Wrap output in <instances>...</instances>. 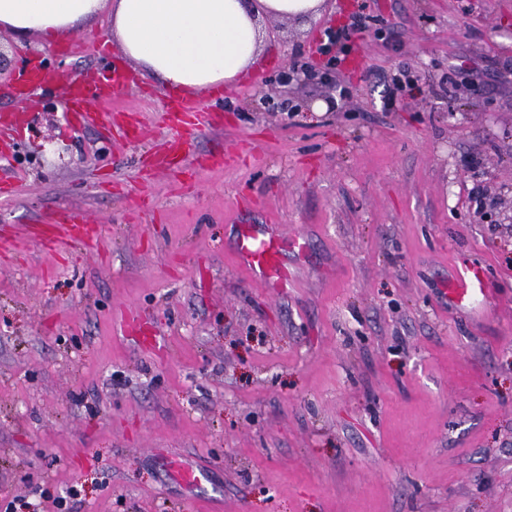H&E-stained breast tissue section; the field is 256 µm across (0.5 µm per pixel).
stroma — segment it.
I'll return each instance as SVG.
<instances>
[{
	"label": "stroma",
	"mask_w": 512,
	"mask_h": 512,
	"mask_svg": "<svg viewBox=\"0 0 512 512\" xmlns=\"http://www.w3.org/2000/svg\"><path fill=\"white\" fill-rule=\"evenodd\" d=\"M370 15L332 81L327 29ZM1 31L64 81L0 114L31 121L0 161V504L30 512H512V0H323L266 19L255 62L195 94L219 128L160 166L169 92L108 40ZM111 84L72 127L63 91ZM327 102L328 110L315 106ZM77 210L96 247L12 248ZM304 239L287 287L234 259L237 227ZM491 302L456 308L457 267ZM151 323L144 349L127 315ZM168 452L208 474L191 491Z\"/></svg>",
	"instance_id": "obj_1"
}]
</instances>
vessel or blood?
<instances>
[{
    "label": "vessel or blood",
    "instance_id": "obj_1",
    "mask_svg": "<svg viewBox=\"0 0 512 512\" xmlns=\"http://www.w3.org/2000/svg\"><path fill=\"white\" fill-rule=\"evenodd\" d=\"M213 118L197 105L180 103L179 113L173 123L174 133L170 139L171 152H178L189 145L194 135L211 127ZM27 235L34 240L50 237L53 244L77 240L85 245H93L98 237L96 227L89 224L87 217L80 212L62 213L56 224L49 228L39 226L28 230ZM300 237L285 236L277 226H257L243 224L238 228L236 263L248 270L257 282L268 288H276L288 281V268L284 254L288 251H302ZM486 275L481 268L462 266L452 277L447 295L450 302L466 305L471 309H481L489 297L485 283Z\"/></svg>",
    "mask_w": 512,
    "mask_h": 512
}]
</instances>
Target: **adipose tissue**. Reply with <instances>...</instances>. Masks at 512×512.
<instances>
[{
    "label": "adipose tissue",
    "instance_id": "obj_1",
    "mask_svg": "<svg viewBox=\"0 0 512 512\" xmlns=\"http://www.w3.org/2000/svg\"><path fill=\"white\" fill-rule=\"evenodd\" d=\"M322 0H0V30L64 39L101 13L124 54L166 87L207 93L255 61L260 21L307 18Z\"/></svg>",
    "mask_w": 512,
    "mask_h": 512
}]
</instances>
